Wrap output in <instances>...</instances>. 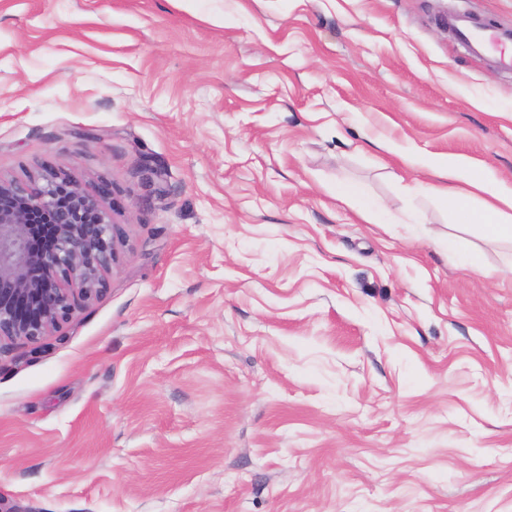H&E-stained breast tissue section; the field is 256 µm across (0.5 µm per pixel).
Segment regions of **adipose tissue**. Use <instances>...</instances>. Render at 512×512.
Wrapping results in <instances>:
<instances>
[{"label": "adipose tissue", "instance_id": "obj_1", "mask_svg": "<svg viewBox=\"0 0 512 512\" xmlns=\"http://www.w3.org/2000/svg\"><path fill=\"white\" fill-rule=\"evenodd\" d=\"M435 185L415 184L418 194H434L451 209L457 224H481L493 240L512 243V187L498 180L483 164L456 155L438 162Z\"/></svg>", "mask_w": 512, "mask_h": 512}]
</instances>
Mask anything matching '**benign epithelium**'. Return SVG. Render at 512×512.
I'll return each mask as SVG.
<instances>
[{
    "instance_id": "obj_1",
    "label": "benign epithelium",
    "mask_w": 512,
    "mask_h": 512,
    "mask_svg": "<svg viewBox=\"0 0 512 512\" xmlns=\"http://www.w3.org/2000/svg\"><path fill=\"white\" fill-rule=\"evenodd\" d=\"M113 212L63 172L0 177V341L50 336L106 291L123 247Z\"/></svg>"
}]
</instances>
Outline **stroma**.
Wrapping results in <instances>:
<instances>
[{"instance_id": "1", "label": "stroma", "mask_w": 512, "mask_h": 512, "mask_svg": "<svg viewBox=\"0 0 512 512\" xmlns=\"http://www.w3.org/2000/svg\"><path fill=\"white\" fill-rule=\"evenodd\" d=\"M455 13L512 30V0H0V176L108 185L126 240L0 343V512H512V245L409 191L451 155L512 186V70ZM450 23L455 28L460 40L470 44L478 54L491 52L493 49L497 50L499 46L504 45L494 30L486 28L492 24H481L486 26L483 27L465 16L453 18Z\"/></svg>"}]
</instances>
